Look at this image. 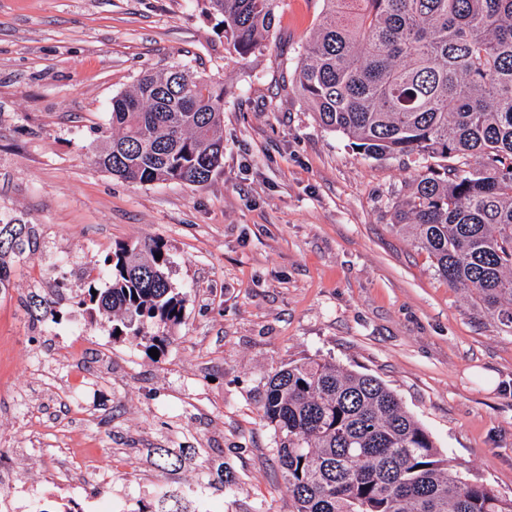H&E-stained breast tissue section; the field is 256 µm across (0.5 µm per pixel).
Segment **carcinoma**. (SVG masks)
I'll use <instances>...</instances> for the list:
<instances>
[{
  "instance_id": "carcinoma-1",
  "label": "carcinoma",
  "mask_w": 512,
  "mask_h": 512,
  "mask_svg": "<svg viewBox=\"0 0 512 512\" xmlns=\"http://www.w3.org/2000/svg\"><path fill=\"white\" fill-rule=\"evenodd\" d=\"M197 2L245 58L265 47L279 0ZM323 3L295 69L301 94L368 157L439 161L414 179L396 227H412L437 275L512 327V0ZM223 122L224 86L173 65L112 99L95 162L125 181L203 185L224 159ZM30 243L27 225L0 224V288L4 259ZM108 262L92 310L117 316L122 336L169 342L184 298L161 246L121 245ZM261 412L294 512H512V499L449 468L375 377L295 363L269 376ZM155 512H187L184 496L163 495Z\"/></svg>"
}]
</instances>
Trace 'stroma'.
<instances>
[{
  "label": "stroma",
  "instance_id": "1",
  "mask_svg": "<svg viewBox=\"0 0 512 512\" xmlns=\"http://www.w3.org/2000/svg\"><path fill=\"white\" fill-rule=\"evenodd\" d=\"M322 7L280 0L242 58L196 0H0V220L37 237L0 289V470L19 481L0 502L15 512L28 490L58 512L53 475L83 451L127 512H154L164 489L195 494L190 512H293L260 405L269 375L308 359L379 379L448 464L512 498V328L395 228L426 159L365 157L297 90ZM176 64L227 90L221 168L201 186L113 177L93 158L113 97ZM145 241L185 297L155 358L81 304L118 245ZM72 348L100 376L61 361Z\"/></svg>",
  "mask_w": 512,
  "mask_h": 512
}]
</instances>
